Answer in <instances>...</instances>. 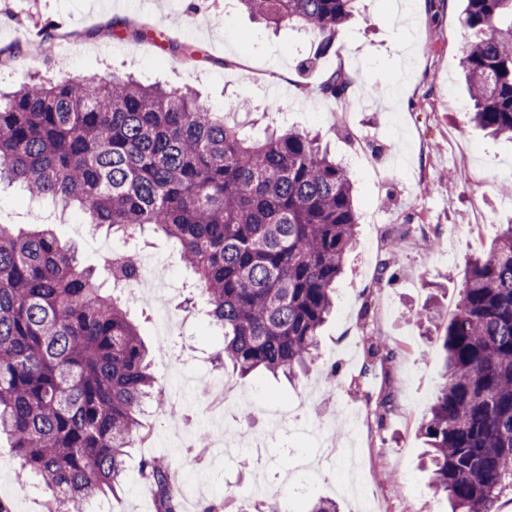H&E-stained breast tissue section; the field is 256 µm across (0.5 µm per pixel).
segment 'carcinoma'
Listing matches in <instances>:
<instances>
[{"label": "carcinoma", "mask_w": 512, "mask_h": 512, "mask_svg": "<svg viewBox=\"0 0 512 512\" xmlns=\"http://www.w3.org/2000/svg\"><path fill=\"white\" fill-rule=\"evenodd\" d=\"M277 27L311 31L320 51L356 0H239ZM460 67L470 121L512 140V0H463ZM338 68L318 86L342 99ZM77 206L83 223L128 241L147 229L174 240L198 277L217 354L241 376L296 379L318 358L320 329L355 244L353 175L316 137L264 139L193 92L130 77L31 80L0 98V181ZM135 255L106 261L105 287L53 228L0 223V436L47 512H79L121 487L128 449L148 431L144 406L168 408L117 286ZM443 379L421 425L431 488L453 512H498L512 488V224L469 262L449 321L427 305ZM171 466L142 463L157 512H180Z\"/></svg>", "instance_id": "1"}]
</instances>
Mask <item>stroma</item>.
<instances>
[{
    "label": "stroma",
    "instance_id": "1",
    "mask_svg": "<svg viewBox=\"0 0 512 512\" xmlns=\"http://www.w3.org/2000/svg\"><path fill=\"white\" fill-rule=\"evenodd\" d=\"M402 2L358 0L352 21L321 54L317 39L267 28L237 0H0V74L9 85L31 74L132 75L195 91L248 122L259 139L273 126L264 104L280 85L288 90L280 100L284 125L319 135L354 175L357 242L321 331L319 358L292 384L261 373L242 378L216 362L224 338L208 322L194 274L166 238L138 237L142 257L152 258L173 286L168 313L178 325L161 346L154 302L132 298L152 373L188 410L210 390L211 375L223 374L230 382L228 414L242 437L227 455L214 447L168 448L160 442L164 419L146 414L155 443L132 449L112 512H156L139 462L157 457L174 461L184 482L205 468L193 512L216 495L234 500L240 512L271 496L287 502L288 512H305L319 499L335 500L339 512H361L359 501L338 488L347 480L382 512H448L447 500L428 487L420 432L443 383L442 355L410 315L431 302L451 315L469 259L512 224V196L499 190L512 182V143L487 136L462 110V0H417L408 17L400 14ZM38 23L57 34L55 54L42 53L32 36ZM127 23L145 26L147 37L131 44L106 36L107 28ZM176 44L192 47L194 57L174 53ZM238 55L248 58L247 69L225 66L226 57ZM340 67L354 82L335 102L317 87ZM276 69L280 83L268 82ZM38 221L53 225L86 267L100 268L107 249L123 245L103 233L80 234L78 210L60 211L47 199L35 212L18 190L0 189V222L26 230ZM345 411L358 420L353 465L336 450ZM280 412L331 428L317 442L299 431H276L271 423ZM18 471L17 457L0 439V497L13 512H45L44 493L22 484Z\"/></svg>",
    "mask_w": 512,
    "mask_h": 512
}]
</instances>
